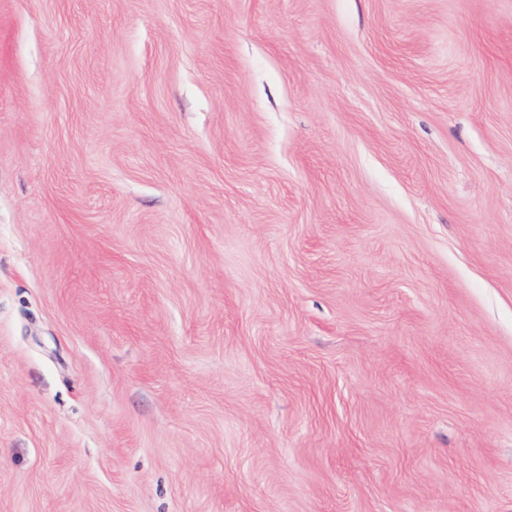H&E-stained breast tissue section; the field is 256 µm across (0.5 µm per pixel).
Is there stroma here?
<instances>
[{"label": "stroma", "instance_id": "1", "mask_svg": "<svg viewBox=\"0 0 512 512\" xmlns=\"http://www.w3.org/2000/svg\"><path fill=\"white\" fill-rule=\"evenodd\" d=\"M0 512H512V0H0Z\"/></svg>", "mask_w": 512, "mask_h": 512}]
</instances>
